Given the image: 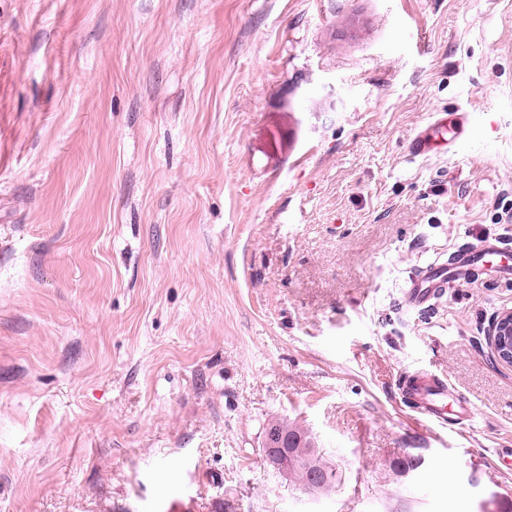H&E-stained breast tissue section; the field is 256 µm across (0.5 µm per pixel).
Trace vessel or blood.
Segmentation results:
<instances>
[{
  "instance_id": "vessel-or-blood-1",
  "label": "vessel or blood",
  "mask_w": 512,
  "mask_h": 512,
  "mask_svg": "<svg viewBox=\"0 0 512 512\" xmlns=\"http://www.w3.org/2000/svg\"><path fill=\"white\" fill-rule=\"evenodd\" d=\"M448 127L447 113H437L433 123L411 140L410 154L425 156L436 148L447 146ZM500 252L498 245L488 243L477 249L458 252L447 264H428L409 280L403 294L404 306L419 311L431 308L448 279L461 274L465 267L487 260ZM401 386L413 408L425 420L444 425L452 413L461 421L470 417L465 401L446 380L438 376L414 372L403 377Z\"/></svg>"
}]
</instances>
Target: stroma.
<instances>
[{
    "label": "stroma",
    "instance_id": "obj_1",
    "mask_svg": "<svg viewBox=\"0 0 512 512\" xmlns=\"http://www.w3.org/2000/svg\"><path fill=\"white\" fill-rule=\"evenodd\" d=\"M437 112L463 135L412 157ZM488 241L512 0H0V512H512V277L401 306ZM274 416L331 493L268 467ZM501 248L494 243H486L478 249H466L448 259L447 265L430 263L421 268L412 277L403 294V305L407 309L425 311L434 306L440 297L443 284L448 278H455L465 267L486 260L493 255L501 254ZM488 342L499 362L512 364V311L497 315L488 332ZM405 395L412 401L422 418L441 425L448 424V414L454 413L460 422L470 418L466 402L444 379L423 372L405 375L401 382ZM451 399V402H448ZM454 407L458 411H454ZM329 469L330 468L328 466H325L320 463H317L316 466L311 467L307 472V479L306 482L302 485V489L307 492H325L331 490L336 484V482L334 483L336 478L331 480V483L322 490L323 484L327 482L328 476L333 470L332 469L331 471H329Z\"/></svg>",
    "mask_w": 512,
    "mask_h": 512
}]
</instances>
